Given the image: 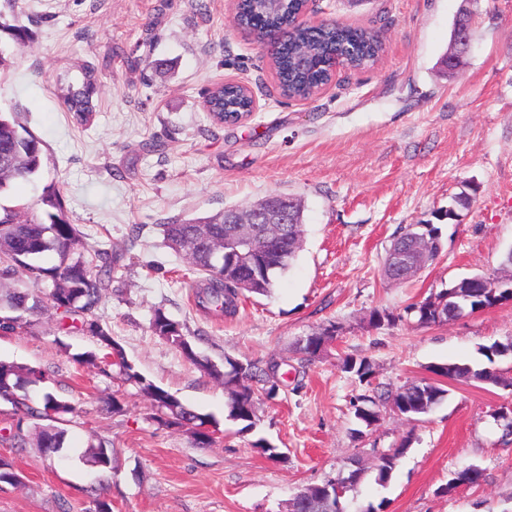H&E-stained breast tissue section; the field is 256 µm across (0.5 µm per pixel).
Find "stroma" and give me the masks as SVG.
<instances>
[{"mask_svg":"<svg viewBox=\"0 0 512 512\" xmlns=\"http://www.w3.org/2000/svg\"><path fill=\"white\" fill-rule=\"evenodd\" d=\"M470 8L474 49L446 72L453 25ZM233 0H16L8 23L30 43L0 67V110L44 143L39 174L15 182L0 203L41 211L60 188L87 246L124 250L125 269L97 311L147 381L213 418V441L151 418L136 387L75 362L94 350L60 330L54 311L30 327L0 331V359L42 368L30 391L69 400L66 460L2 441L14 424L0 402V459L21 473L0 483V512H91L105 494L112 512H287L292 496L353 466L367 471L345 492V512H512V440L494 415L512 408V353L487 360L482 346L512 341V302L447 324L422 326L409 304L473 273H492L512 248V0H313L310 20L375 31L383 51L362 70L337 68L307 99L281 96L268 48L233 27ZM100 82L90 127L71 119L61 84L82 67ZM239 81L256 107L223 126L203 110L206 92ZM471 196L458 220L450 196ZM301 199L304 249L269 295L251 296L227 317L195 304L196 276L163 243L160 225L249 205L270 195ZM439 228V257L402 284L382 276L401 228ZM162 309L216 363H276L274 394L259 391L253 429L227 416L221 385L155 336ZM392 315L375 327L373 311ZM335 326L313 362L292 349ZM369 359V382L342 371L345 356ZM493 367L503 385L445 382L442 403L410 422L392 410L365 426L353 402L369 388L435 381L433 366ZM118 394L121 409L101 412ZM109 438L112 471L101 475L75 450L90 434ZM412 443L386 485L375 482V450ZM278 448L280 460L257 442ZM483 469L481 485L446 493L452 473Z\"/></svg>","mask_w":512,"mask_h":512,"instance_id":"35a3bbf8","label":"stroma"}]
</instances>
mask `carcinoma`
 Instances as JSON below:
<instances>
[{"mask_svg": "<svg viewBox=\"0 0 512 512\" xmlns=\"http://www.w3.org/2000/svg\"><path fill=\"white\" fill-rule=\"evenodd\" d=\"M305 7L304 0H279L278 7L269 10L263 0H239L236 3L237 25L256 38L264 37L270 29L288 26V40L273 57V66L283 95L306 98L331 78V61L342 56L345 66L364 69L379 57L382 42L375 33L343 24H326L315 27L302 26L296 18ZM99 92L96 73L84 69L82 86L69 89L65 95L68 111L79 121H90L95 105L93 98ZM251 100L244 87L226 83L212 90L204 101V108L217 124L237 121V114L249 106ZM43 161V141L34 136L10 113L0 112V192L15 181H30L40 171ZM42 215L25 216L18 207H5L0 213V280H28L38 288H13L0 298V309L8 314L0 316V331L21 329L27 324V315L43 301L60 316L61 327L77 328L96 339L100 353L86 352L75 357L79 364L92 365L100 375L122 384H133L147 398L152 419L165 426L193 428L204 424L210 417L198 413L183 403L176 395L158 387L138 373L128 361L122 347L112 338L109 328L97 319H87L106 297L107 291L121 268L123 253L102 247L89 248L83 242L77 225L69 218L60 191L49 188L41 196ZM233 209L182 222L161 225L165 244L176 253L185 254L192 271L198 276L195 299L199 307L220 312L226 316L237 313L241 297L266 295L275 279L285 273L303 249V206L291 213L294 223L288 233L275 243L262 242L247 246L241 243L224 245V231L229 225L224 219L232 216ZM438 237V229L431 226L424 230L416 224L409 225L395 237L389 250L398 249L404 242L417 236ZM52 253L56 264L46 267L41 258ZM249 264L253 271V287L243 291L234 276L236 269ZM471 296L472 309L483 311L508 300L500 291L482 293L479 288H466ZM456 302L453 291L445 288L433 296L412 303L407 311L415 314L421 325H440L452 317L451 304ZM151 328L154 335L174 344L183 336V325L157 309L153 313ZM330 339L325 332H318L298 340L295 353L303 362L315 359L320 346ZM183 356L196 368L224 384L227 392L228 416L245 423V428L256 425L255 389L258 384L269 382L268 372L274 365L262 367L255 362L241 366L232 358L224 357L219 366L200 355L194 347L182 350ZM449 369L450 379L457 382L501 380V376L487 369H475L469 364L448 363L433 368L440 373ZM342 370L358 376L362 382L372 375L370 362L365 358L347 356L342 360ZM45 372L29 365L0 360V401L11 404L16 422L3 441L20 444L32 443L39 457L50 458L65 448L68 416L76 415V406L51 393L42 401H31L24 388L42 382ZM447 390L435 382H414L396 391L378 396L361 395L354 405L355 416L370 427L380 419L381 409H399L409 421L429 413L440 403ZM411 445V437L402 438L393 448L381 451L374 464L376 481L383 485L391 477L396 464ZM79 458L102 472L112 471V442L95 435ZM473 486L484 481L483 469L470 465L454 474Z\"/></svg>", "mask_w": 512, "mask_h": 512, "instance_id": "1", "label": "carcinoma"}]
</instances>
